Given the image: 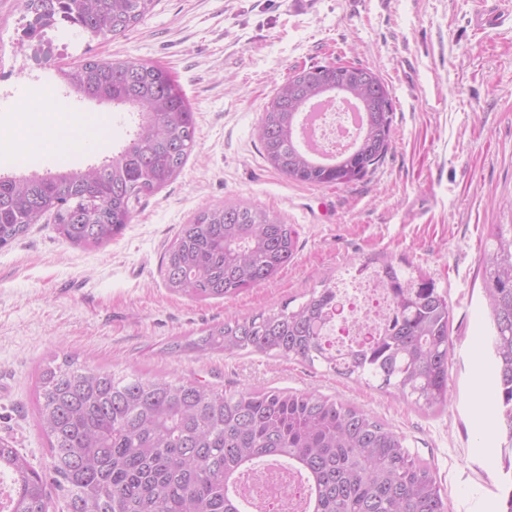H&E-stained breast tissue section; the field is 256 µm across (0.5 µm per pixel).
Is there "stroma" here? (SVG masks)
<instances>
[{
	"instance_id": "stroma-1",
	"label": "stroma",
	"mask_w": 512,
	"mask_h": 512,
	"mask_svg": "<svg viewBox=\"0 0 512 512\" xmlns=\"http://www.w3.org/2000/svg\"><path fill=\"white\" fill-rule=\"evenodd\" d=\"M484 0H158L134 29L92 38L64 25L42 55L18 35L21 0H0V124L39 80L86 59L139 60L182 86L195 143L179 177L143 198L121 235L98 249L35 224L0 248V438L37 470L50 463L36 417V381L51 360L125 375L150 372L244 387L318 392L357 406L431 462L449 512H503L512 484L488 385L490 333L482 257L491 225L512 224V30L473 24ZM369 68L394 102L384 161L346 185L288 179L261 153L256 127L294 70L336 61ZM68 123H90L70 153L25 163L0 152V173H46L101 162L135 113L51 85ZM228 200L264 207L297 233L291 261L233 298L195 301L165 287L161 257L182 224ZM433 280L452 309L446 411L426 415L377 383L260 353L170 354L176 337L299 305L325 278L371 258Z\"/></svg>"
}]
</instances>
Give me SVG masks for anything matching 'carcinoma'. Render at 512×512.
I'll return each mask as SVG.
<instances>
[{
    "label": "carcinoma",
    "instance_id": "cac0c4a2",
    "mask_svg": "<svg viewBox=\"0 0 512 512\" xmlns=\"http://www.w3.org/2000/svg\"><path fill=\"white\" fill-rule=\"evenodd\" d=\"M44 25L59 17L91 37H115L150 14L157 0H22ZM74 94L139 113L132 137L86 170L0 176V242L12 243L47 218L74 245L98 247L120 235L141 198L175 180L195 142L193 108L167 70L151 63L87 59L62 68ZM336 68L300 69L278 88L258 128L264 157L286 177L346 184L381 163L391 141L393 103ZM362 108L354 152L325 164L298 145L307 105L331 92ZM295 230L263 208L226 201L201 209L164 252L167 288L197 301L231 298L275 278L292 259ZM491 374L499 422L512 447V224H494L483 257ZM393 297L385 333L344 350L326 323L336 284L313 289L295 310L270 306L213 324L169 344L198 356L258 352L326 365L347 378L380 381L423 410L448 408L451 309L435 283L388 261L362 263ZM38 425L50 444L36 470L0 438L7 512H248L238 483L258 462L282 460L306 484L305 512H449L440 482L405 439L365 411L313 392L249 388L227 392L198 380L140 372L46 365L37 377Z\"/></svg>",
    "mask_w": 512,
    "mask_h": 512
}]
</instances>
